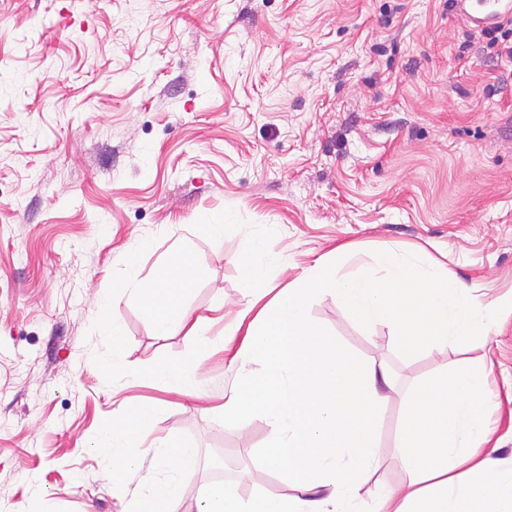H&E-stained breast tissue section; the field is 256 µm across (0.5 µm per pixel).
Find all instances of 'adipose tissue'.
<instances>
[{
  "label": "adipose tissue",
  "instance_id": "obj_1",
  "mask_svg": "<svg viewBox=\"0 0 512 512\" xmlns=\"http://www.w3.org/2000/svg\"><path fill=\"white\" fill-rule=\"evenodd\" d=\"M135 253H128L111 292L98 298L97 324L112 336L105 371L127 376L121 331L108 320L124 297L137 300L156 332L185 328L198 333L211 317L193 315L187 298L201 276L188 249L174 250L152 279H133ZM279 254L255 249L243 271L252 286L255 316L240 313L246 329H225V345L234 346L230 362L237 381L224 391L221 412L229 428L253 419L270 428L254 449L262 471L278 475L289 493L245 499L231 487L207 486L195 512H418L421 501L436 497L440 512H512V464L488 451L493 434L486 419L490 372L487 367L458 369L451 387L455 401L440 453L426 464L402 454L405 480L379 488L373 499L362 496L381 454L370 440L339 438L349 417V398L378 408L385 367L356 357L338 341L326 338L310 318L312 301L331 296L365 328L387 327L396 350L413 356L444 351L492 330L495 308L472 289L453 283L448 271L414 252L380 254L369 271L341 273L336 263H318L293 286L271 291L270 268ZM158 381L183 395L200 396L207 382L196 356L153 369ZM162 407L124 411L120 421L101 428L94 438L101 473L120 489L140 466L139 448L150 441L154 480L129 502L125 512H188L183 504L182 475L195 464L196 444L189 440L150 438L148 420Z\"/></svg>",
  "mask_w": 512,
  "mask_h": 512
}]
</instances>
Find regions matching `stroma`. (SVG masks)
<instances>
[{
  "instance_id": "stroma-1",
  "label": "stroma",
  "mask_w": 512,
  "mask_h": 512,
  "mask_svg": "<svg viewBox=\"0 0 512 512\" xmlns=\"http://www.w3.org/2000/svg\"><path fill=\"white\" fill-rule=\"evenodd\" d=\"M219 222L223 238L198 230ZM255 238L286 259L278 288L340 245L346 273L418 249L495 302L490 336L411 357L332 297L310 315L389 371L379 483L405 478L406 395L463 363L491 366V444L512 458V68L448 0H0V512H121L152 474L116 492L91 441L152 403V435L199 449L185 507L219 472L244 498L288 493L250 479L268 425L219 413ZM181 247L203 271L191 308L223 304V321L157 335L123 298L111 316L137 379L112 383L98 295L126 252L147 280ZM189 353L208 396L143 379Z\"/></svg>"
}]
</instances>
